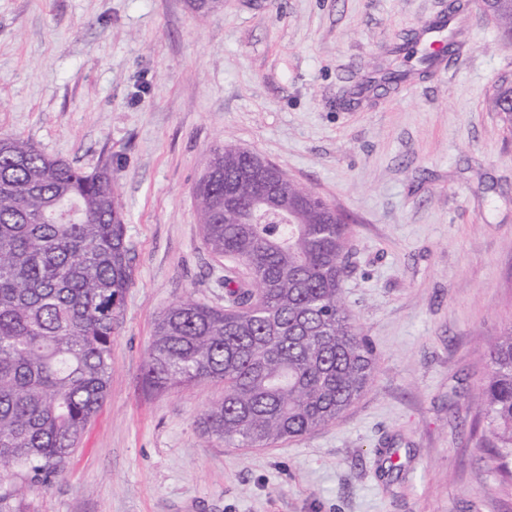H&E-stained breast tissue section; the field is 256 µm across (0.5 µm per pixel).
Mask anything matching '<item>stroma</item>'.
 Instances as JSON below:
<instances>
[{
	"instance_id": "35a3bbf8",
	"label": "stroma",
	"mask_w": 512,
	"mask_h": 512,
	"mask_svg": "<svg viewBox=\"0 0 512 512\" xmlns=\"http://www.w3.org/2000/svg\"><path fill=\"white\" fill-rule=\"evenodd\" d=\"M460 3L439 80L424 43L401 45L449 0H224L206 16L189 0H0V137L85 171L111 158L134 278L109 397L19 512H512L478 418L487 347L512 324V132L486 105L512 46ZM394 63L414 91L352 102ZM227 141L349 217L343 296L373 358L342 417L268 448L202 434L223 385L142 379L162 310L224 303L193 187Z\"/></svg>"
}]
</instances>
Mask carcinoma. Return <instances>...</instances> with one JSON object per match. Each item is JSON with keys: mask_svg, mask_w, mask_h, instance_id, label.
Segmentation results:
<instances>
[{"mask_svg": "<svg viewBox=\"0 0 512 512\" xmlns=\"http://www.w3.org/2000/svg\"><path fill=\"white\" fill-rule=\"evenodd\" d=\"M512 44V0H479ZM489 104L512 131V84ZM255 156L226 142L194 188L206 249L230 259L224 306L186 298L158 317L144 360L148 390L224 384L202 434L267 448L336 422L361 397L371 350L342 293L351 232L313 189L265 181L274 206L241 223L224 191L263 188ZM244 267L247 276L238 274ZM132 285L112 160L92 172L0 138V473L40 489L63 471L110 387L112 335ZM482 389L491 451L512 453V324L488 347Z\"/></svg>", "mask_w": 512, "mask_h": 512, "instance_id": "carcinoma-1", "label": "carcinoma"}]
</instances>
